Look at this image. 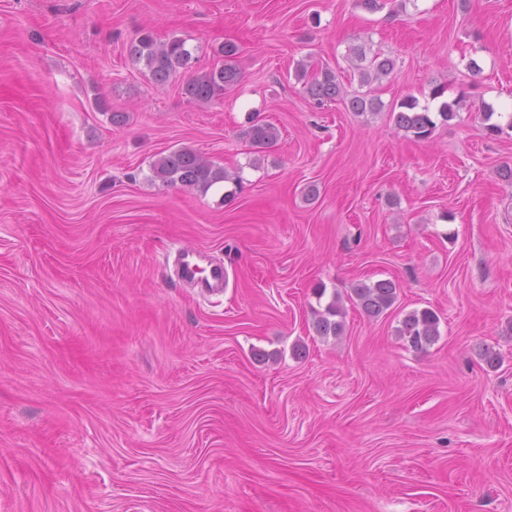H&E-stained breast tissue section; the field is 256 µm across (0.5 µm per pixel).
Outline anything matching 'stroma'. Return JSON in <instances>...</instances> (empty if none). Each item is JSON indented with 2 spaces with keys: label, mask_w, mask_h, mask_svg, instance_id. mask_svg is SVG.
Segmentation results:
<instances>
[{
  "label": "stroma",
  "mask_w": 512,
  "mask_h": 512,
  "mask_svg": "<svg viewBox=\"0 0 512 512\" xmlns=\"http://www.w3.org/2000/svg\"><path fill=\"white\" fill-rule=\"evenodd\" d=\"M143 30L202 70L234 43L240 85H154ZM358 46L393 73L361 85ZM301 61L379 110L315 106ZM440 83L455 117L398 129ZM488 105L512 114V0H0V512H512V129L487 136ZM181 146L243 189L151 180ZM178 247L223 261V293L175 281ZM379 279L375 320L346 294ZM320 284L342 336L314 329ZM426 308L415 352L397 327ZM391 116L395 125L409 133L417 140H426L431 137L436 121L428 108H419L418 102L413 97L403 99L398 105V111L394 107ZM251 123L248 137L251 146L256 149V152H263L265 149L273 146L279 139V130L273 124L257 119L252 120ZM399 284L390 279L374 282H358L350 288V301L355 303L369 318L379 319L393 307L397 298ZM439 325L440 318L434 311L414 310L403 317L398 333L408 348L413 351H423L438 340Z\"/></svg>",
  "instance_id": "35a3bbf8"
}]
</instances>
